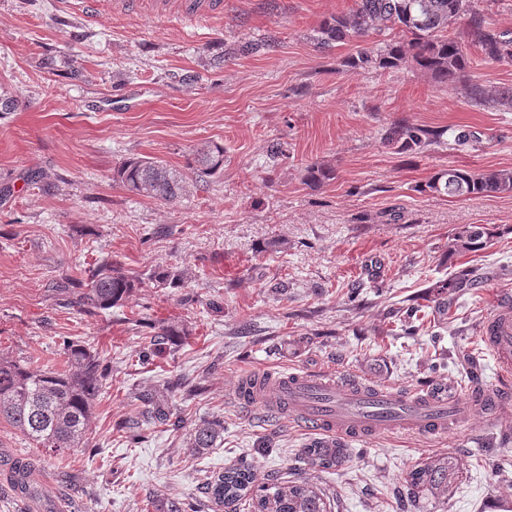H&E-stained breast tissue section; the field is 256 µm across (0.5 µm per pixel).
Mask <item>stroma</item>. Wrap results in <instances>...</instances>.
Masks as SVG:
<instances>
[{"label": "stroma", "mask_w": 512, "mask_h": 512, "mask_svg": "<svg viewBox=\"0 0 512 512\" xmlns=\"http://www.w3.org/2000/svg\"><path fill=\"white\" fill-rule=\"evenodd\" d=\"M71 0H0V354L61 365L69 338L108 368L85 447L53 455L0 424V512H147L153 494L214 512L208 475L246 460L259 480L303 478L331 512H400L410 471L452 455L444 495L414 512H512V406L495 419L423 437L348 441L349 459L303 463L310 442L286 415L239 404L242 376L330 371L413 390L432 382L464 396L493 387L480 328L512 295V194L448 198L426 191L437 172L512 167V106L469 102L415 63L354 69L355 42L317 45L314 28L355 0H224L196 23L147 15L94 19ZM258 44L239 53L245 42ZM466 81L490 95L512 89V63L478 59ZM407 120L440 132L424 150L384 143ZM466 141H455L456 133ZM283 154L271 157L273 143ZM220 144L224 168L187 181L177 203L133 195L112 174L124 160H164L177 172L197 148ZM336 172L314 188L305 169ZM462 224L495 236L477 253L448 254ZM125 270L186 271L182 287L145 285L123 306L86 316L71 304L103 257ZM475 270L469 293L439 309L429 284ZM358 286L356 301L346 293ZM417 298L432 326L401 335L392 310ZM186 328L179 344L148 348L156 327ZM174 374L196 386L167 396L184 427L147 420L135 395ZM218 420L224 438L197 454L195 424ZM27 462L32 501L7 474Z\"/></svg>", "instance_id": "obj_1"}]
</instances>
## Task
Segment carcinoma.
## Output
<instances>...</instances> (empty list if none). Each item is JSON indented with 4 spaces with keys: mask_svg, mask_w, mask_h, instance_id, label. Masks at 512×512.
Returning a JSON list of instances; mask_svg holds the SVG:
<instances>
[{
    "mask_svg": "<svg viewBox=\"0 0 512 512\" xmlns=\"http://www.w3.org/2000/svg\"><path fill=\"white\" fill-rule=\"evenodd\" d=\"M466 18L470 44L487 62H512V34L490 26L475 0H356L348 14L324 19L315 29L319 44L329 46L354 39L365 42L372 35H385L383 45L365 46L351 57L353 68L392 69L409 61L431 73L443 87L453 86L469 67L465 47L448 35V28ZM385 142L399 151H415L434 143L432 134L413 124L389 129ZM194 174L208 181L224 167V147L209 145L196 151ZM310 184L323 185L335 179L334 171L319 166L306 167ZM113 180L137 196L172 201L183 190V176L153 158H131L113 173ZM432 193L449 198H471L491 193H512V169L471 172L448 168L426 184ZM492 232L481 224H466L448 236V257L483 250ZM185 272L155 269L148 280L156 288L179 286ZM143 284L140 274L122 270L112 259H104L88 269L86 288L75 298L78 310L96 316L127 301ZM473 281L461 273L435 285L443 294L453 288H469ZM65 368L33 366L27 362L0 357V423L20 431L39 447L52 452L82 448L105 381L106 368L99 353L79 341L63 342ZM149 407L153 420L176 427L166 402L153 392L137 394ZM224 424L207 421L189 433L190 448L196 453L217 447ZM304 461L323 469L338 467L349 458V450L339 445L303 449ZM455 470L451 456L428 461L412 470L406 479L408 494H445ZM204 494L219 507H236L248 497L254 512H328L326 497L308 482L298 478L288 482H258L253 466L240 461L212 476L203 486Z\"/></svg>",
    "mask_w": 512,
    "mask_h": 512,
    "instance_id": "cac0c4a2",
    "label": "carcinoma"
}]
</instances>
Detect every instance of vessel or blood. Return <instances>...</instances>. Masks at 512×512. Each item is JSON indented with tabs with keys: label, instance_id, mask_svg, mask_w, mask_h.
<instances>
[{
	"label": "vessel or blood",
	"instance_id": "1",
	"mask_svg": "<svg viewBox=\"0 0 512 512\" xmlns=\"http://www.w3.org/2000/svg\"><path fill=\"white\" fill-rule=\"evenodd\" d=\"M165 4L166 0H113L112 12L122 15L144 8L159 18ZM177 11L184 21L210 19L223 14L224 0H179ZM481 337L493 356L499 387L492 392L474 387L465 402L432 389L401 391L325 374L263 372L244 376L237 399L270 415H288L324 448L395 431L436 435L465 421L471 411L492 415L512 405V296H501Z\"/></svg>",
	"mask_w": 512,
	"mask_h": 512
}]
</instances>
